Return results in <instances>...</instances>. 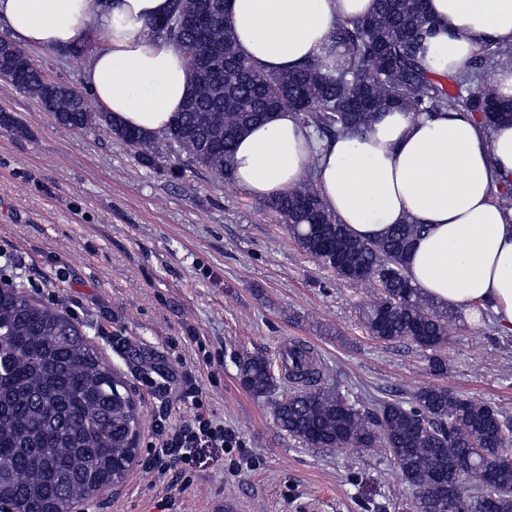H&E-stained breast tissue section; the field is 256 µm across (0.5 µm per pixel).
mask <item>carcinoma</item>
I'll return each instance as SVG.
<instances>
[{
	"mask_svg": "<svg viewBox=\"0 0 512 512\" xmlns=\"http://www.w3.org/2000/svg\"><path fill=\"white\" fill-rule=\"evenodd\" d=\"M212 17L206 41L219 55L205 56L200 37L179 25L184 16ZM166 29L152 35L182 50L189 92L161 135L127 127L91 110L73 88L46 83L30 58L0 43V72L21 78L23 92L39 99L62 125L85 131L105 125L149 165L161 155L182 158L231 182L238 138L278 110L298 113L316 139L365 128L388 109L418 113L464 109L491 127L512 107L481 81L489 69L512 61V47L487 44L462 72L440 75L421 56L431 34L427 0H377L375 12L336 25L332 39L345 49L292 72L260 74L238 54L224 25V0H172ZM467 94H462V91ZM264 206L289 235L336 277L380 289L365 312V327L379 341L410 343L444 359L458 313L424 297L407 272V256L420 224H395L374 241L353 238L326 207L309 173L295 189ZM360 270L361 276H349ZM283 374L287 391L274 401L281 429L310 448H383L402 480L416 490L414 512H440L422 486L438 478L463 485L453 512H512V416L487 402L442 387H422L410 400H382L363 411L349 393L323 381V363L308 345L294 343L275 365L264 355L239 363V380L266 398ZM138 411L122 375L94 348L82 326L28 297L24 285L0 286V503L19 512H69L72 503L120 484L136 454ZM467 456L477 469L493 462L490 481L465 483L455 462Z\"/></svg>",
	"mask_w": 512,
	"mask_h": 512,
	"instance_id": "obj_1",
	"label": "carcinoma"
}]
</instances>
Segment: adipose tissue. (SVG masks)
Here are the masks:
<instances>
[{
    "label": "adipose tissue",
    "mask_w": 512,
    "mask_h": 512,
    "mask_svg": "<svg viewBox=\"0 0 512 512\" xmlns=\"http://www.w3.org/2000/svg\"><path fill=\"white\" fill-rule=\"evenodd\" d=\"M375 0H225L224 22L256 71L278 73L324 57L336 23L370 15ZM170 0H0V21L18 42L67 48L102 39L81 75L104 111L159 134L187 91L182 53L147 27ZM434 27L424 43L437 73L464 70L488 43L512 46V0H428ZM315 173L320 194L359 239L395 224H423L408 260L412 284L473 325L483 311L512 333V120L486 128L463 110L432 116L381 113L366 129L314 141L300 116L283 110L249 130L234 152L236 183L266 200Z\"/></svg>",
    "instance_id": "obj_1"
}]
</instances>
